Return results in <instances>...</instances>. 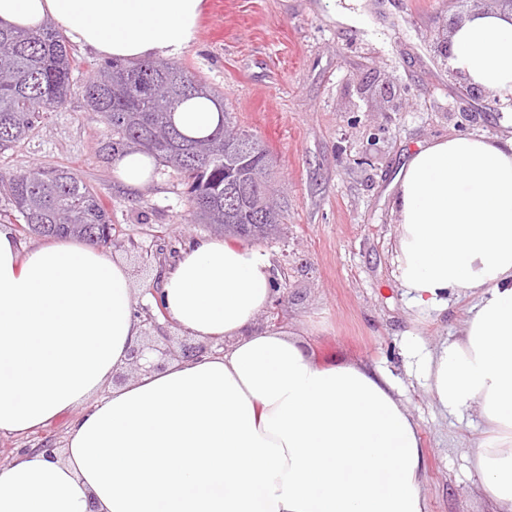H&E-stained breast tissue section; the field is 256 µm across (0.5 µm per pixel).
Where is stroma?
<instances>
[{
	"mask_svg": "<svg viewBox=\"0 0 512 512\" xmlns=\"http://www.w3.org/2000/svg\"><path fill=\"white\" fill-rule=\"evenodd\" d=\"M363 19L331 21L326 0H205L196 44L177 65L224 97L233 126L275 161L283 191L280 231L259 243L281 290L276 325L301 336L321 365L370 364L393 374L419 426L429 512H492L464 450L473 430L434 404L420 361L455 336L466 299L445 310L411 308L395 278L391 185L411 150L475 134L503 141L489 93L469 94L440 50L481 0H357ZM76 83L45 128L0 150V169L62 164L90 184L119 232L107 254L135 286L155 287L189 240L210 236L188 221L186 186L169 169L131 190L97 153L107 127L80 90L100 57L72 46ZM258 316L257 330L271 328ZM69 417L23 436L0 435V459L42 443L63 447Z\"/></svg>",
	"mask_w": 512,
	"mask_h": 512,
	"instance_id": "obj_1",
	"label": "stroma"
}]
</instances>
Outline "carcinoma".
<instances>
[{
  "mask_svg": "<svg viewBox=\"0 0 512 512\" xmlns=\"http://www.w3.org/2000/svg\"><path fill=\"white\" fill-rule=\"evenodd\" d=\"M1 42L12 48L0 51V149L26 139L65 104L75 66L63 34L51 24L36 32L0 27ZM82 93L87 110L100 114L109 129L99 147L104 159L153 155L183 179L194 221L218 235L263 242L279 231L280 213H262L251 200L234 199L224 184L225 165L235 164L253 197L275 192L268 150L245 133L238 143L224 144L221 96L184 67L156 60L100 64ZM198 95L218 106V118L209 134L190 137L175 123L174 112ZM0 194L11 202L22 236L74 238L93 246H106L115 236L93 187L68 166L41 167L32 176L26 170L0 171Z\"/></svg>",
  "mask_w": 512,
  "mask_h": 512,
  "instance_id": "obj_1",
  "label": "carcinoma"
}]
</instances>
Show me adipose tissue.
Segmentation results:
<instances>
[{
  "label": "adipose tissue",
  "instance_id": "ef3b65f1",
  "mask_svg": "<svg viewBox=\"0 0 512 512\" xmlns=\"http://www.w3.org/2000/svg\"><path fill=\"white\" fill-rule=\"evenodd\" d=\"M205 0H0V22H55L105 59L176 57ZM449 63L512 103V17L464 18ZM147 186L152 157L116 156ZM395 277L410 304L474 302L458 335L423 361L436 406L476 415L465 459L495 512H512V139L454 135L416 151L395 183ZM268 256L196 239L166 269L170 321L224 350L142 371L118 387L143 328L129 266L80 241L21 254L0 226V433L76 411L64 448L0 468V512H427L418 425L384 371L325 367L283 329L258 331L274 300Z\"/></svg>",
  "mask_w": 512,
  "mask_h": 512
}]
</instances>
